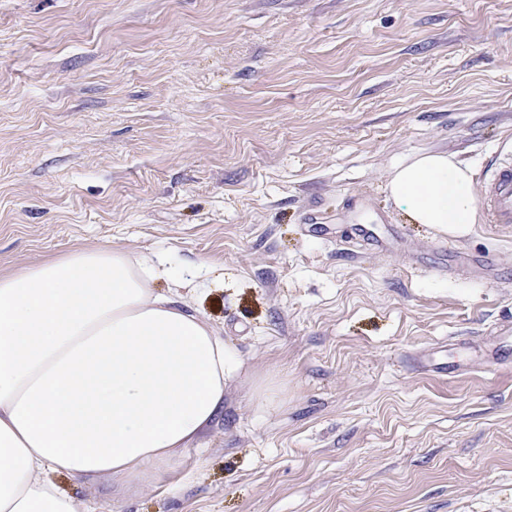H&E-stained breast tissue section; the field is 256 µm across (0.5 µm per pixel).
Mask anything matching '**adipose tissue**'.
<instances>
[{
    "mask_svg": "<svg viewBox=\"0 0 512 512\" xmlns=\"http://www.w3.org/2000/svg\"><path fill=\"white\" fill-rule=\"evenodd\" d=\"M387 189L413 224H473L472 175L452 156L396 164ZM163 259L73 251L0 274V512H76L54 473L112 480L117 497L181 457L224 410L241 363Z\"/></svg>",
    "mask_w": 512,
    "mask_h": 512,
    "instance_id": "1",
    "label": "adipose tissue"
}]
</instances>
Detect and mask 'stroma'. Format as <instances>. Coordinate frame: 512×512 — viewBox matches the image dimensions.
I'll use <instances>...</instances> for the list:
<instances>
[{
    "label": "stroma",
    "mask_w": 512,
    "mask_h": 512,
    "mask_svg": "<svg viewBox=\"0 0 512 512\" xmlns=\"http://www.w3.org/2000/svg\"><path fill=\"white\" fill-rule=\"evenodd\" d=\"M508 146L512 0H0V272L162 256L242 363L121 512H512V227L411 224L386 189L431 151L481 191ZM438 250L443 256L450 255L455 258L456 261L460 262L468 266L474 272L478 274L488 273L494 270L495 262L494 258L490 255H483L480 257H475L473 259H469L462 252H459L453 246H448L447 244L441 243L438 245Z\"/></svg>",
    "instance_id": "35a3bbf8"
}]
</instances>
